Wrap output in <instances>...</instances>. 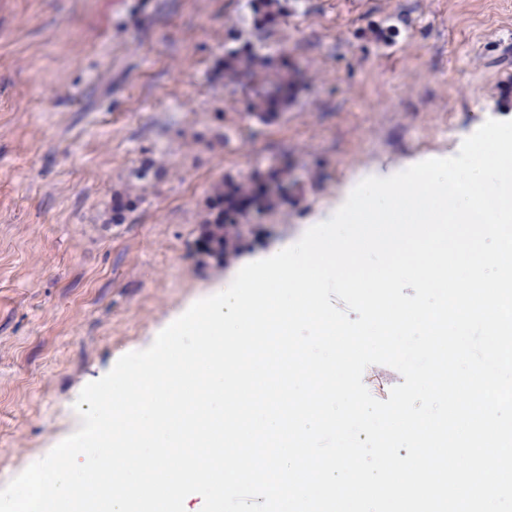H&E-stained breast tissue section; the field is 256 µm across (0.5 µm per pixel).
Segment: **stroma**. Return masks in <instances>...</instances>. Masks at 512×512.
<instances>
[{"label": "stroma", "instance_id": "stroma-1", "mask_svg": "<svg viewBox=\"0 0 512 512\" xmlns=\"http://www.w3.org/2000/svg\"><path fill=\"white\" fill-rule=\"evenodd\" d=\"M245 42L300 76L276 121L224 83ZM490 118L512 120V0H288L262 32L248 0H0V474L77 430L87 383L319 223L352 176L456 155ZM148 158L145 201L104 223ZM271 168L287 202L251 215L242 258L201 264L210 186Z\"/></svg>", "mask_w": 512, "mask_h": 512}]
</instances>
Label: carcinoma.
Returning a JSON list of instances; mask_svg holds the SVG:
<instances>
[{
    "mask_svg": "<svg viewBox=\"0 0 512 512\" xmlns=\"http://www.w3.org/2000/svg\"><path fill=\"white\" fill-rule=\"evenodd\" d=\"M253 23L261 29L276 23L286 11V0H250ZM224 76L246 87L253 95L250 110L259 120L268 122L280 116L296 94L297 86L293 69L285 57L274 60L255 53L245 43L227 51L220 61ZM153 165L146 161L134 173L141 186L136 192L116 193L112 197L109 224H120L125 213L143 201L146 181ZM288 181V172L274 169L265 175L255 174L241 179L226 178L210 187L199 234V254L204 263L224 262V226H241L252 209L269 211L278 205L280 198L265 190V183Z\"/></svg>",
    "mask_w": 512,
    "mask_h": 512,
    "instance_id": "1",
    "label": "carcinoma"
}]
</instances>
